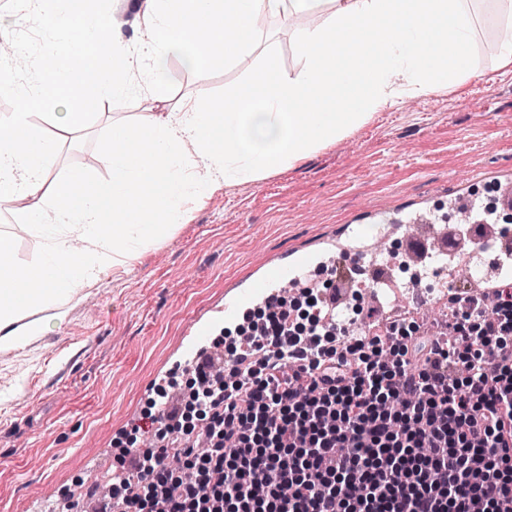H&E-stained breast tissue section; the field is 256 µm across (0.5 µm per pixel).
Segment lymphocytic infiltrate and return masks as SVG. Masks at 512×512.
I'll list each match as a JSON object with an SVG mask.
<instances>
[{"label":"lymphocytic infiltrate","mask_w":512,"mask_h":512,"mask_svg":"<svg viewBox=\"0 0 512 512\" xmlns=\"http://www.w3.org/2000/svg\"><path fill=\"white\" fill-rule=\"evenodd\" d=\"M334 329L323 309L293 326L282 300L202 358L207 452L185 409L159 411L183 446L139 454L101 512H512V299L459 305L445 350L395 325L392 353L378 336L352 353Z\"/></svg>","instance_id":"1"}]
</instances>
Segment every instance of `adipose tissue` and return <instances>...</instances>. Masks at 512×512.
Returning a JSON list of instances; mask_svg holds the SVG:
<instances>
[{
    "label": "adipose tissue",
    "mask_w": 512,
    "mask_h": 512,
    "mask_svg": "<svg viewBox=\"0 0 512 512\" xmlns=\"http://www.w3.org/2000/svg\"><path fill=\"white\" fill-rule=\"evenodd\" d=\"M107 0H26L42 40L33 81L0 60V93L16 109L0 118V198H39L25 209L40 240L20 266L0 244V352L25 349L108 273L168 239L219 191L292 168L407 95L468 78L473 0H141L138 46L111 37ZM306 18L295 33V74L266 63L221 101L192 99L179 112L112 125L102 154L106 178L73 169L56 180L57 143L33 124L53 105L54 125L78 127L81 108L147 92L171 55L190 69L226 67L258 48L267 19ZM424 46L415 54L414 42Z\"/></svg>",
    "instance_id": "adipose-tissue-1"
}]
</instances>
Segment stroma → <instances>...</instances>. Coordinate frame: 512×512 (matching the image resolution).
I'll use <instances>...</instances> for the list:
<instances>
[{
    "instance_id": "1",
    "label": "stroma",
    "mask_w": 512,
    "mask_h": 512,
    "mask_svg": "<svg viewBox=\"0 0 512 512\" xmlns=\"http://www.w3.org/2000/svg\"><path fill=\"white\" fill-rule=\"evenodd\" d=\"M264 30L261 53L226 69L189 70L171 57L161 76L167 101L118 98L93 107L84 128L59 131L51 178L102 171L112 120L143 122L176 111L187 96L224 98L265 54L298 72L293 26L271 21ZM472 56L476 74L457 88L377 112L297 166L216 193L169 240L88 289L61 328L24 351L0 353V512L63 510L76 488L94 512L99 483L126 450L121 437L152 412L155 382L186 331L222 304L226 290L243 288L260 262L332 246L342 255L353 244L348 227L375 235L397 217L456 228L445 200L481 199L480 176H512V69L496 64L492 22L481 26ZM23 221L0 212V241L29 266L40 245L12 233Z\"/></svg>"
}]
</instances>
